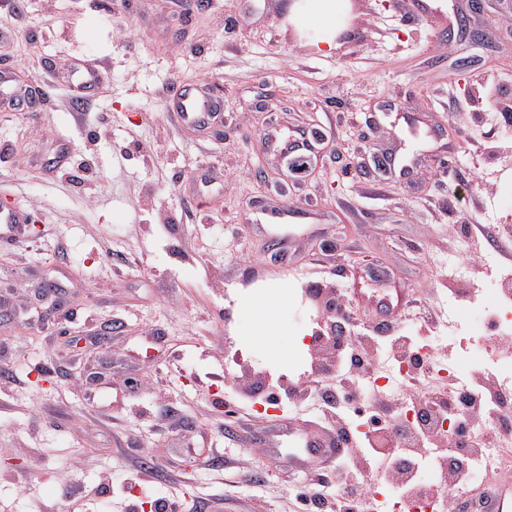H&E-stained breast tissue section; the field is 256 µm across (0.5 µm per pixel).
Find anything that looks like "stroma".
I'll return each mask as SVG.
<instances>
[{
	"label": "stroma",
	"mask_w": 512,
	"mask_h": 512,
	"mask_svg": "<svg viewBox=\"0 0 512 512\" xmlns=\"http://www.w3.org/2000/svg\"><path fill=\"white\" fill-rule=\"evenodd\" d=\"M352 0L330 52L326 34L292 21L296 0H207L174 14L171 0H19L24 41L0 70L33 71L46 95L33 111L0 112V208L29 223L0 231V512H306L300 491L326 497L336 468L291 469L260 433L315 420L318 398L288 388L316 377L300 365L325 302L387 274L385 288L426 302L404 336L430 334L440 367L486 344L498 308L493 269L512 266V0ZM469 14L497 49L447 39ZM98 61L104 81L84 109L49 65ZM467 60L456 73L457 60ZM221 97L220 121L182 125L174 85ZM160 131L157 156L115 144ZM314 135L296 174L264 137ZM85 192L57 178L58 147ZM288 205L287 251L256 223ZM484 226L479 253L459 224ZM53 281L64 312L39 285ZM476 288L481 306L466 290ZM284 290L274 310L278 350L253 336L251 304ZM463 322L464 331L449 326ZM112 333L98 343L104 327ZM239 351L252 370L226 364Z\"/></svg>",
	"instance_id": "obj_1"
}]
</instances>
